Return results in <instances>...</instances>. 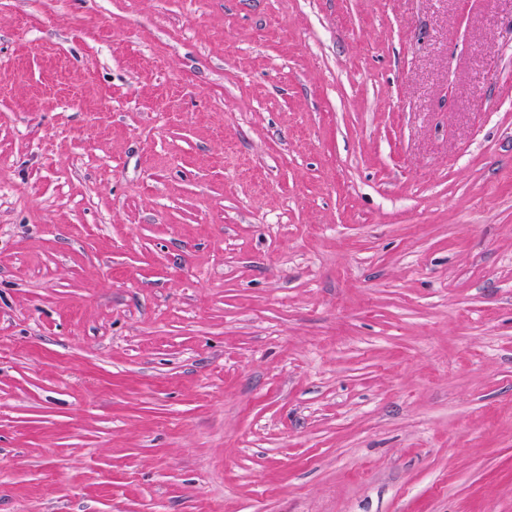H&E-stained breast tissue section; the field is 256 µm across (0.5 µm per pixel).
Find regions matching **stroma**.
<instances>
[{"instance_id":"obj_1","label":"stroma","mask_w":512,"mask_h":512,"mask_svg":"<svg viewBox=\"0 0 512 512\" xmlns=\"http://www.w3.org/2000/svg\"><path fill=\"white\" fill-rule=\"evenodd\" d=\"M0 512H512V0H0Z\"/></svg>"}]
</instances>
